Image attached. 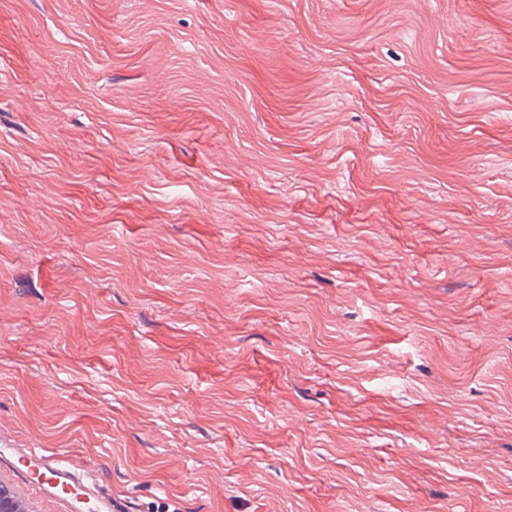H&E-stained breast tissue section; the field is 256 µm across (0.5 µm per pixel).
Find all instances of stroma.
Segmentation results:
<instances>
[{"label": "stroma", "mask_w": 512, "mask_h": 512, "mask_svg": "<svg viewBox=\"0 0 512 512\" xmlns=\"http://www.w3.org/2000/svg\"><path fill=\"white\" fill-rule=\"evenodd\" d=\"M0 448L512 512V0H0Z\"/></svg>", "instance_id": "35a3bbf8"}]
</instances>
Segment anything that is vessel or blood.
Masks as SVG:
<instances>
[{
    "instance_id": "b4317fda",
    "label": "vessel or blood",
    "mask_w": 512,
    "mask_h": 512,
    "mask_svg": "<svg viewBox=\"0 0 512 512\" xmlns=\"http://www.w3.org/2000/svg\"><path fill=\"white\" fill-rule=\"evenodd\" d=\"M10 457L13 465L20 473H28L30 468L33 467L48 472V479L39 486L41 494L56 497L63 493L66 487L74 486L80 489L82 495L93 499L97 512H114L111 497L103 495L95 483L83 481L80 467L62 463L52 455L33 448L11 449Z\"/></svg>"
}]
</instances>
